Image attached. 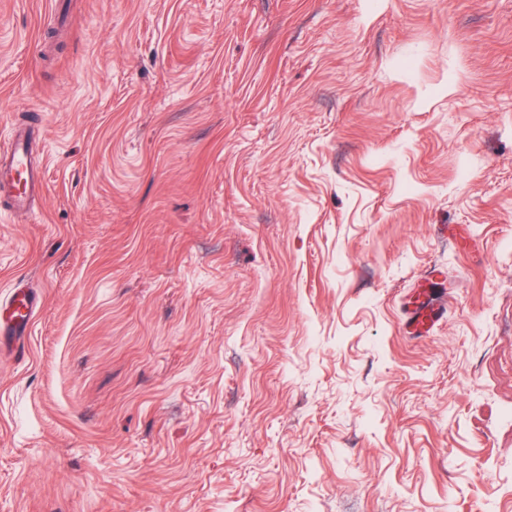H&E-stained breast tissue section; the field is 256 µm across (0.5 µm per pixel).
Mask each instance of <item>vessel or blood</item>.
<instances>
[{
	"instance_id": "1",
	"label": "vessel or blood",
	"mask_w": 512,
	"mask_h": 512,
	"mask_svg": "<svg viewBox=\"0 0 512 512\" xmlns=\"http://www.w3.org/2000/svg\"><path fill=\"white\" fill-rule=\"evenodd\" d=\"M45 163L35 159L26 135H19L13 144L0 154V189L10 191L18 206H25L34 192L44 190ZM40 299L26 289H14L5 306L0 307V335H25L32 324ZM443 310L442 304L429 299L417 303L412 319L416 332L429 331Z\"/></svg>"
}]
</instances>
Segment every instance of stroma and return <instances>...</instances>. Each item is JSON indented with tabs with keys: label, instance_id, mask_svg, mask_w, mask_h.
<instances>
[{
	"label": "stroma",
	"instance_id": "35a3bbf8",
	"mask_svg": "<svg viewBox=\"0 0 512 512\" xmlns=\"http://www.w3.org/2000/svg\"><path fill=\"white\" fill-rule=\"evenodd\" d=\"M16 126L0 512H512V0H0ZM45 185L44 158L37 161L29 148L27 134H20L2 154L0 189L10 191L18 206L24 208L28 197L35 191H43ZM39 304L40 298L31 291L14 288L4 308L0 305V335L24 336ZM442 310L443 305L441 303H435L428 298L419 301L412 315L415 331L419 333L428 332L439 315L442 314Z\"/></svg>",
	"mask_w": 512,
	"mask_h": 512
}]
</instances>
